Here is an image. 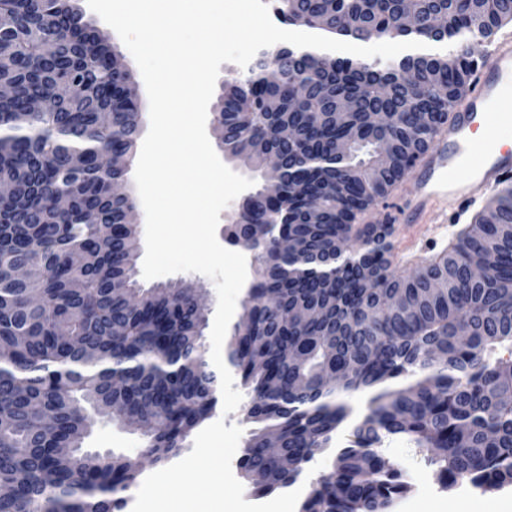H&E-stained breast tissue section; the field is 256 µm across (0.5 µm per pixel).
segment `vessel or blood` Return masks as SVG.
Returning a JSON list of instances; mask_svg holds the SVG:
<instances>
[{
	"label": "vessel or blood",
	"instance_id": "obj_1",
	"mask_svg": "<svg viewBox=\"0 0 512 512\" xmlns=\"http://www.w3.org/2000/svg\"><path fill=\"white\" fill-rule=\"evenodd\" d=\"M489 63L477 77L466 108L454 114L414 172L416 188L395 216L408 223H446L449 212L512 181V151L496 149L512 137V43L488 45ZM485 127L483 144L472 138Z\"/></svg>",
	"mask_w": 512,
	"mask_h": 512
}]
</instances>
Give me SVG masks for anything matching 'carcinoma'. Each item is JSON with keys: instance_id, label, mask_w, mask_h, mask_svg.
<instances>
[{"instance_id": "1", "label": "carcinoma", "mask_w": 512, "mask_h": 512, "mask_svg": "<svg viewBox=\"0 0 512 512\" xmlns=\"http://www.w3.org/2000/svg\"><path fill=\"white\" fill-rule=\"evenodd\" d=\"M279 13L338 38L427 48L386 66L262 51L214 104L231 159L259 171L267 150L284 158L280 195L255 189L230 227L252 255L249 293L277 296L245 304L228 342L256 425L243 477L260 495L295 484L366 393L353 440L300 512H388L411 489L379 453L389 438L426 450L446 488L459 477L512 485V186L412 275L390 272L389 247L365 239L336 252L461 105L472 45L512 22V0H279ZM0 81V182L11 187L0 199V512H122L139 463L82 448L86 407L146 423L157 461L178 451L217 403L206 320L190 283L137 287L135 201L112 196L139 138L136 86L79 0H0ZM282 125L293 144L278 141ZM89 135L109 165L91 153L72 166L61 138ZM24 261L32 273L17 281Z\"/></svg>"}]
</instances>
